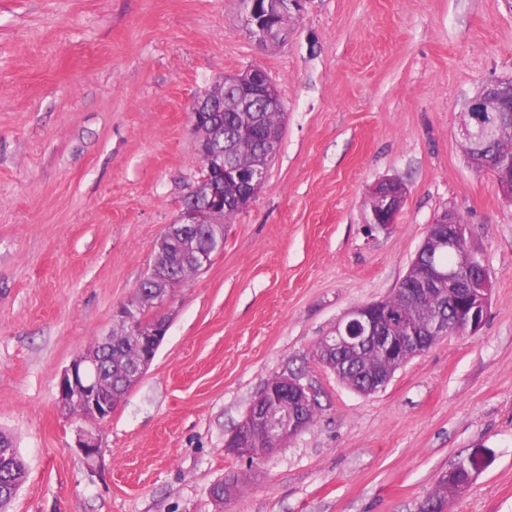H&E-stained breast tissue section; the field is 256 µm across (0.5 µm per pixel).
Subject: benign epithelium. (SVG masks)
<instances>
[{
	"label": "benign epithelium",
	"instance_id": "7a95c632",
	"mask_svg": "<svg viewBox=\"0 0 512 512\" xmlns=\"http://www.w3.org/2000/svg\"><path fill=\"white\" fill-rule=\"evenodd\" d=\"M243 5L248 34L258 46L272 50L288 37L291 18L301 11L302 0H243ZM219 85L236 93L238 111L244 113L241 134L260 139L264 144L266 159L274 157L278 148L277 136L274 131H268L262 126L261 113L284 111L278 85L259 66L226 74ZM486 110H490L489 100L482 94L467 101L464 111L466 120L458 126L462 145L468 146L476 138L475 125L478 120L474 113ZM199 154L207 170L202 185L208 194L207 205L203 209L199 208L195 203L196 192H191V196L185 199L179 219L168 225L160 236L162 241L185 238L190 226L210 222L212 217L220 215L224 209L246 208L266 181L268 165L227 161L224 154L213 152L206 146L204 137L200 140ZM497 186L502 196L512 201V167L501 169L497 176ZM369 197L386 213L385 222H378L372 214L369 223L387 229L395 223L406 202L407 188L397 178H382L370 188ZM458 232L457 213L445 209L428 225L419 249L432 251L446 248L454 251ZM468 260L478 273L466 286H459L454 268H430L423 274L421 286L411 289V292L424 300L436 292L437 285L448 282V296L461 309L470 334L475 335L481 330L487 315L492 282L488 270L475 255L468 256ZM171 276L170 264H153L141 281L142 285L151 289L149 300L159 304L170 296ZM115 320L118 326L141 338L144 353L138 364L137 375L145 374L167 333L168 325L164 322L142 321L139 306L129 304L115 311ZM389 321L391 316L378 301L354 306L336 323L332 335L322 338L320 346L329 349L345 344L358 350L371 346L400 363L407 349L424 350L443 333L440 322L435 321L419 336H392ZM58 393L64 408L69 410L74 403L78 405L81 417L97 423L109 419L120 404V401L105 396L103 369L100 361L89 353H80L72 359L61 375ZM316 403L315 392L309 385L302 383L297 374L282 373L269 379L252 402V409L246 413L251 421L249 432L232 433L224 442L225 450L248 459L275 453V447H258L259 438L283 441L292 439L307 428L305 413ZM79 448L87 457L98 454V439L92 431H81Z\"/></svg>",
	"mask_w": 512,
	"mask_h": 512
}]
</instances>
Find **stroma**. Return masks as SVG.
<instances>
[{
  "instance_id": "stroma-1",
  "label": "stroma",
  "mask_w": 512,
  "mask_h": 512,
  "mask_svg": "<svg viewBox=\"0 0 512 512\" xmlns=\"http://www.w3.org/2000/svg\"><path fill=\"white\" fill-rule=\"evenodd\" d=\"M242 12L0 0V432L27 470L11 512H417L474 453L451 512H512V203L456 135L466 101L512 79V0H306L272 51ZM252 65L286 112L266 182L162 306L145 375L88 425L59 403L60 375L111 333L197 184L194 100ZM384 177L409 190L386 230L366 206ZM447 208L492 276L485 322L360 394L313 351L348 309L394 293ZM287 371L316 391V423L272 455L226 454ZM87 427L93 458L76 446Z\"/></svg>"
}]
</instances>
